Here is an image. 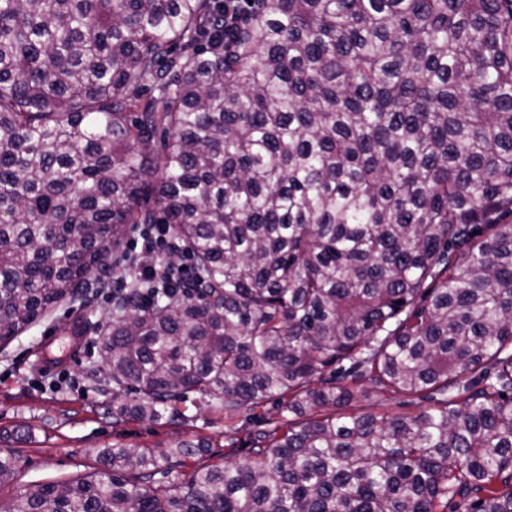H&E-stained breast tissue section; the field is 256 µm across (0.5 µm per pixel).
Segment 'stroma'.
I'll return each mask as SVG.
<instances>
[{
  "label": "stroma",
  "instance_id": "35a3bbf8",
  "mask_svg": "<svg viewBox=\"0 0 512 512\" xmlns=\"http://www.w3.org/2000/svg\"><path fill=\"white\" fill-rule=\"evenodd\" d=\"M113 301L97 281H90L82 300L63 302L0 350V448L18 454L20 471L0 488L9 502L29 482L67 480L92 472L98 451L120 443L160 450L179 440L200 438L210 443L199 464L250 462V433L276 420L274 405L225 419L223 411L198 406L195 421L158 425L127 420L113 423L105 415L111 394L100 363V338L112 317ZM82 327L80 353L67 361L75 327ZM237 429L236 453L228 451V431Z\"/></svg>",
  "mask_w": 512,
  "mask_h": 512
}]
</instances>
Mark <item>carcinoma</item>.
<instances>
[{"label":"carcinoma","instance_id":"cac0c4a2","mask_svg":"<svg viewBox=\"0 0 512 512\" xmlns=\"http://www.w3.org/2000/svg\"><path fill=\"white\" fill-rule=\"evenodd\" d=\"M130 224L194 279L112 308L114 422L280 419L3 512H512V0H0V347ZM386 392L428 409L344 411ZM140 237L142 239L141 251L150 250L155 253L160 250L161 256L153 265L150 274H155L158 268H174V278L170 284L171 288L187 287L193 279L192 267L186 263L184 255L174 246V236L170 224H143Z\"/></svg>","mask_w":512,"mask_h":512}]
</instances>
